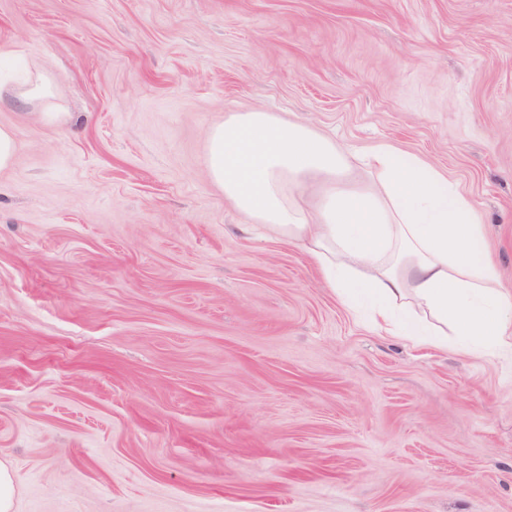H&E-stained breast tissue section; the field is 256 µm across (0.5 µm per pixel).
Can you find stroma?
Segmentation results:
<instances>
[{
	"label": "stroma",
	"mask_w": 512,
	"mask_h": 512,
	"mask_svg": "<svg viewBox=\"0 0 512 512\" xmlns=\"http://www.w3.org/2000/svg\"><path fill=\"white\" fill-rule=\"evenodd\" d=\"M15 512H512V357L383 336L210 181L254 109L457 184L512 290V0H0ZM8 90L11 93L12 100L24 107L32 106L42 112H22L35 114L45 122L55 123L70 119L69 112H58L59 109L54 106L55 98L54 82L49 71L38 73L34 78L23 85L8 86L4 81H0V99L2 90ZM17 141L10 126H0V171L10 169L15 161Z\"/></svg>",
	"instance_id": "stroma-1"
}]
</instances>
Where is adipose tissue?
I'll list each match as a JSON object with an SVG mask.
<instances>
[{"instance_id":"adipose-tissue-1","label":"adipose tissue","mask_w":512,"mask_h":512,"mask_svg":"<svg viewBox=\"0 0 512 512\" xmlns=\"http://www.w3.org/2000/svg\"><path fill=\"white\" fill-rule=\"evenodd\" d=\"M49 123L50 72L7 87ZM211 182L251 223L299 244L351 313L387 336L506 349L512 293L497 288L485 227L459 189L417 155L381 143L358 153L270 112H236L207 138ZM362 167L372 185L357 186Z\"/></svg>"}]
</instances>
